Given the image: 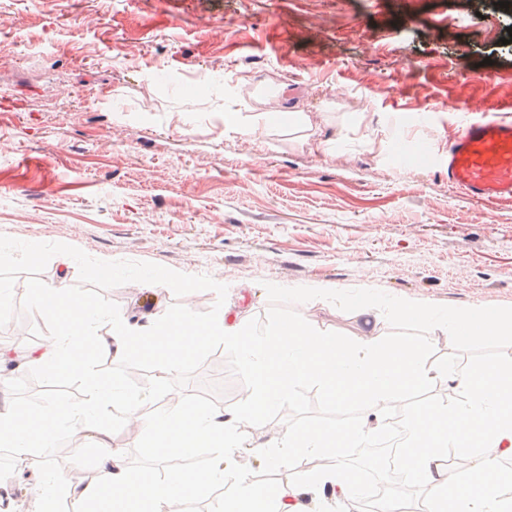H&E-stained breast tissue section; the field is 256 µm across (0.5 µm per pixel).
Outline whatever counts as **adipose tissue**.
Wrapping results in <instances>:
<instances>
[{
  "label": "adipose tissue",
  "mask_w": 512,
  "mask_h": 512,
  "mask_svg": "<svg viewBox=\"0 0 512 512\" xmlns=\"http://www.w3.org/2000/svg\"><path fill=\"white\" fill-rule=\"evenodd\" d=\"M32 293L37 312L50 318L55 330L31 354L30 364L50 380L81 376L89 397L78 404L50 402L31 408L0 402V446L26 460L65 427L73 438L92 439L99 451L97 474L86 483L72 481L65 463L45 462L37 512H56L61 494L70 499L72 512H168L172 502L193 500L213 487L224 491V512H304L299 495L325 487L332 502L324 512H364L357 474L337 464L305 474L298 485L254 481L237 458L244 423L268 415L304 382L318 385L338 402L367 400L386 413L404 392L426 385L435 373L420 346L398 340L384 344L366 334L339 336L317 323L291 320L259 336L222 308L201 322L164 312L134 329L116 317L110 335L102 336V315L93 302L51 286H34ZM352 303L360 315L376 320L389 308L451 340L463 338L468 328L474 335L493 338L512 327V309L384 302L367 289ZM215 341L237 353L250 379L237 408L225 414L183 400L142 422L146 454L170 448L191 454L207 448L214 454L209 466L162 476L132 472L113 448L112 430L103 417L118 405L136 415L142 398L92 371L94 359L124 356L138 346L155 371L165 374ZM449 379L448 400L402 414L406 450L400 465L425 492L420 512H512V499L503 496L500 466L501 458L512 454V365L461 366L450 370ZM452 448L477 449L469 476L449 469Z\"/></svg>",
  "instance_id": "1"
}]
</instances>
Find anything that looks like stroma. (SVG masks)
I'll use <instances>...</instances> for the list:
<instances>
[{
    "label": "stroma",
    "instance_id": "35a3bbf8",
    "mask_svg": "<svg viewBox=\"0 0 512 512\" xmlns=\"http://www.w3.org/2000/svg\"><path fill=\"white\" fill-rule=\"evenodd\" d=\"M401 10L400 25L390 24ZM512 23L498 0H0V398L28 407L86 399L80 377L47 383L26 358L54 330L32 284L96 303L101 335L118 313L207 319L219 306L256 334L315 320L344 336L421 344L454 366L505 363L512 335L451 341L390 313L308 307L311 288L368 289L434 305L512 309V206L492 212L448 182V145L480 104L512 118ZM490 69H483L484 59ZM313 126L360 123L372 140L300 144L287 128L249 130L284 111ZM457 110L445 109V102ZM235 114L239 131L226 130ZM69 249L73 268L61 266ZM116 272L102 277L103 266ZM177 273L188 294L148 271ZM131 357L94 368L155 394L230 410L249 379L215 342L167 375H129ZM113 445L158 475L208 465L146 454L124 409ZM51 455L0 450V474L36 512Z\"/></svg>",
    "mask_w": 512,
    "mask_h": 512
}]
</instances>
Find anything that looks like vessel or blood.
Masks as SVG:
<instances>
[{
    "mask_svg": "<svg viewBox=\"0 0 512 512\" xmlns=\"http://www.w3.org/2000/svg\"><path fill=\"white\" fill-rule=\"evenodd\" d=\"M483 121L466 124L448 148V181L488 206L512 204V121L494 104Z\"/></svg>",
    "mask_w": 512,
    "mask_h": 512,
    "instance_id": "vessel-or-blood-1",
    "label": "vessel or blood"
}]
</instances>
